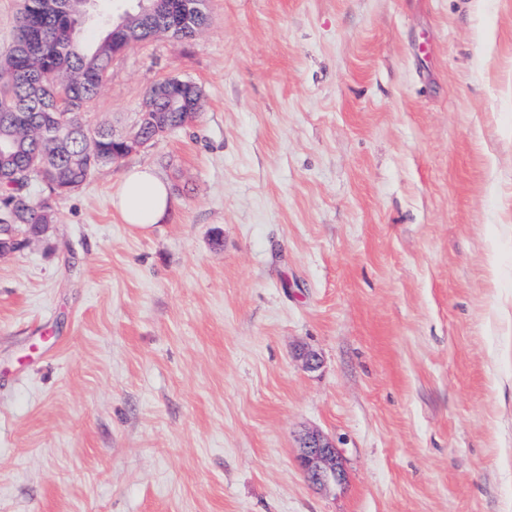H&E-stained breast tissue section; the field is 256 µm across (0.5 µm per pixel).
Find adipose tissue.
<instances>
[{"label":"adipose tissue","instance_id":"ef3b65f1","mask_svg":"<svg viewBox=\"0 0 512 512\" xmlns=\"http://www.w3.org/2000/svg\"><path fill=\"white\" fill-rule=\"evenodd\" d=\"M173 204L168 183L148 167L126 170L112 187V207L116 215L138 232H148L165 222Z\"/></svg>","mask_w":512,"mask_h":512}]
</instances>
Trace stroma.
<instances>
[{"label":"stroma","instance_id":"obj_1","mask_svg":"<svg viewBox=\"0 0 512 512\" xmlns=\"http://www.w3.org/2000/svg\"><path fill=\"white\" fill-rule=\"evenodd\" d=\"M168 78L198 118L0 256V512H512V0H208L85 124ZM136 165L175 199L144 234ZM173 204L168 183L148 167L126 170L112 186V208L123 224L137 232L146 233L165 222ZM299 468L306 482L316 489L342 483L345 472L335 444L318 431L306 433L300 443Z\"/></svg>","mask_w":512,"mask_h":512}]
</instances>
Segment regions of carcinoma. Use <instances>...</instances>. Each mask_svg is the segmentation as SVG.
I'll return each mask as SVG.
<instances>
[{
  "mask_svg": "<svg viewBox=\"0 0 512 512\" xmlns=\"http://www.w3.org/2000/svg\"><path fill=\"white\" fill-rule=\"evenodd\" d=\"M65 0H20L10 46L0 52V225L12 224L19 238L48 233L56 224V199L79 190L100 167L125 157L112 130H89L81 115L97 98L119 46L112 45V15L74 26ZM181 0L158 5L169 17L159 35L179 41L195 29L183 24ZM202 94L188 80L152 84L145 111L160 112L178 129L193 121ZM41 189L39 197L30 188Z\"/></svg>",
  "mask_w": 512,
  "mask_h": 512,
  "instance_id": "cac0c4a2",
  "label": "carcinoma"
}]
</instances>
